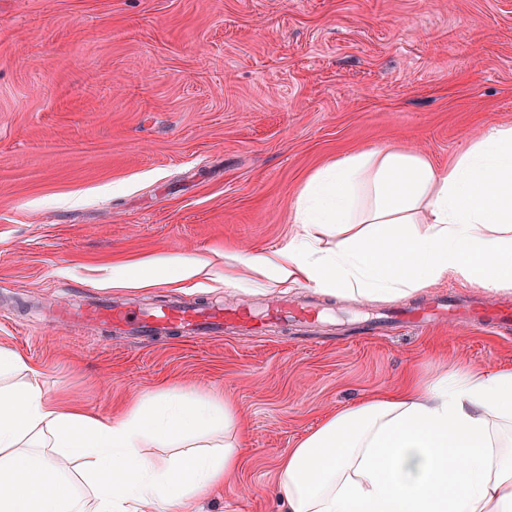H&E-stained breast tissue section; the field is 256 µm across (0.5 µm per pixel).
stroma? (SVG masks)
<instances>
[{
	"mask_svg": "<svg viewBox=\"0 0 512 512\" xmlns=\"http://www.w3.org/2000/svg\"><path fill=\"white\" fill-rule=\"evenodd\" d=\"M512 126V0H0V346L50 396L104 415L166 388L238 406L241 469L205 512H287L279 459L328 413L408 374L512 367V339L465 324L355 335L436 290L358 303L254 280L239 257L294 231L304 180L382 148L448 167ZM198 258L196 278L166 262ZM155 282L135 286L142 262ZM129 284H112L115 268ZM275 303L312 327L141 346L52 324L86 296Z\"/></svg>",
	"mask_w": 512,
	"mask_h": 512,
	"instance_id": "35a3bbf8",
	"label": "stroma"
}]
</instances>
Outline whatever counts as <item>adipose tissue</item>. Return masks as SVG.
<instances>
[{"mask_svg": "<svg viewBox=\"0 0 512 512\" xmlns=\"http://www.w3.org/2000/svg\"><path fill=\"white\" fill-rule=\"evenodd\" d=\"M297 234L243 257L257 277L359 302L453 281L512 295V127L438 171L366 150L312 174ZM335 246H327V239ZM0 512H155L196 504L236 472L234 407L165 391L112 419L50 397L0 347ZM276 483L288 512H512V369L443 371L336 411L289 449Z\"/></svg>", "mask_w": 512, "mask_h": 512, "instance_id": "obj_1", "label": "adipose tissue"}]
</instances>
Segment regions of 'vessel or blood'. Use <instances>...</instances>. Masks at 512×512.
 I'll list each match as a JSON object with an SVG mask.
<instances>
[{
    "mask_svg": "<svg viewBox=\"0 0 512 512\" xmlns=\"http://www.w3.org/2000/svg\"><path fill=\"white\" fill-rule=\"evenodd\" d=\"M319 315V309L310 303L293 301L262 309L248 305L227 307L209 300L194 304L168 301L139 308L92 301L84 305H60L52 320L93 324L108 333H129L142 342L153 343L165 336H217L229 327L238 329L241 335L255 336L275 321L283 325H305L318 320ZM440 321L479 325L502 337L512 335L511 306H475L450 295L437 297L424 307L400 312L398 318L401 326L410 329H425Z\"/></svg>",
    "mask_w": 512,
    "mask_h": 512,
    "instance_id": "vessel-or-blood-1",
    "label": "vessel or blood"
}]
</instances>
